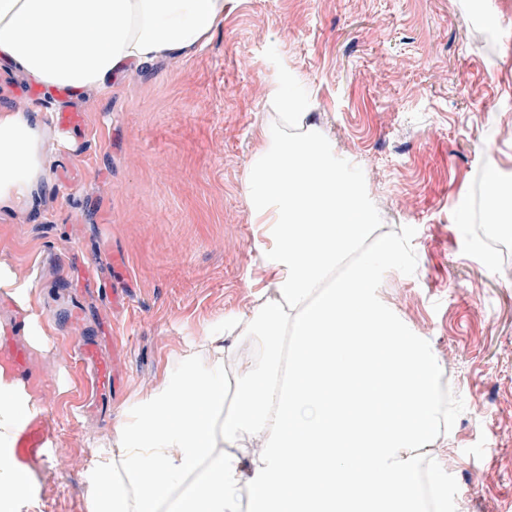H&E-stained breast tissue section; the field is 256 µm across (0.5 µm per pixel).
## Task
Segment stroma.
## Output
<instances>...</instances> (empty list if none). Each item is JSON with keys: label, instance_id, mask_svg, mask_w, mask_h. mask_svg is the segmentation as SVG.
<instances>
[{"label": "stroma", "instance_id": "obj_1", "mask_svg": "<svg viewBox=\"0 0 512 512\" xmlns=\"http://www.w3.org/2000/svg\"><path fill=\"white\" fill-rule=\"evenodd\" d=\"M467 2L235 0L195 55L114 76L110 99L31 97L48 115L80 111L83 123L53 127L34 207L0 210V261L32 279L46 332L42 349H28L23 313L0 294V343L27 348L17 376L48 429L15 512H86L94 447L133 394L254 300L262 271L243 183L278 83L314 101L310 122L404 242L378 287L448 373V512H512V276L474 230L478 187L489 172L512 175V0H484L479 18ZM61 181L77 191L61 198ZM80 263L104 273L83 291L71 284ZM115 288L132 294L119 314ZM113 315L127 338L125 384L95 403L69 342Z\"/></svg>", "mask_w": 512, "mask_h": 512}]
</instances>
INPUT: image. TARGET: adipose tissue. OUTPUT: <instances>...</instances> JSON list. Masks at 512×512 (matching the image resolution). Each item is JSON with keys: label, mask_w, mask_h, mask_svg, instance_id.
I'll return each instance as SVG.
<instances>
[{"label": "adipose tissue", "mask_w": 512, "mask_h": 512, "mask_svg": "<svg viewBox=\"0 0 512 512\" xmlns=\"http://www.w3.org/2000/svg\"><path fill=\"white\" fill-rule=\"evenodd\" d=\"M233 0H0V58L48 90L112 95L115 73L188 57ZM275 113L247 166L263 292L136 393L102 439L87 512H448V381L428 336L382 298L400 257L363 187L307 117ZM49 127L0 105V209L33 202ZM35 394L0 367V512L34 484L14 444Z\"/></svg>", "instance_id": "1"}]
</instances>
